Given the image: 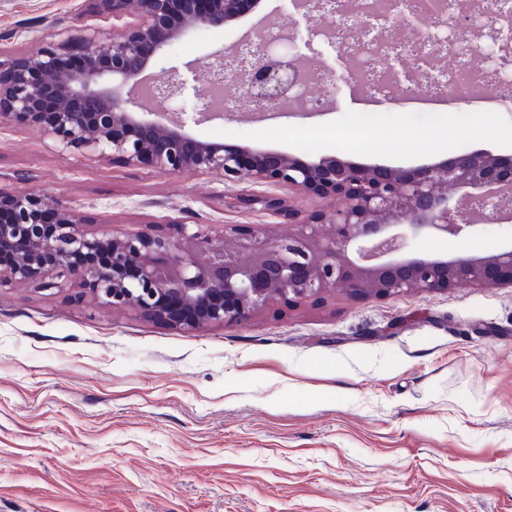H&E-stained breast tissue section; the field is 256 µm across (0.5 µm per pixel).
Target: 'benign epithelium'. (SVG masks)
Returning a JSON list of instances; mask_svg holds the SVG:
<instances>
[{
  "label": "benign epithelium",
  "mask_w": 512,
  "mask_h": 512,
  "mask_svg": "<svg viewBox=\"0 0 512 512\" xmlns=\"http://www.w3.org/2000/svg\"><path fill=\"white\" fill-rule=\"evenodd\" d=\"M94 13L120 19L131 0H91ZM260 0H137V19L118 37L87 26L77 36L51 35L34 50L0 62V130L27 127L58 148L85 158L110 157L169 175L216 173L231 183L273 184L339 208L305 219L279 197L265 208L297 226L271 239L253 226L234 229V247L216 249L200 224L135 233L88 231L70 210L33 190L0 187V284L62 290L72 284L112 310H133L165 325L198 330L242 325L277 301L298 303L341 286L353 299L445 291L460 283L512 288V248L485 255L424 254L408 241H457L478 230L459 218L456 190L512 183V157L488 151L416 168L361 165L334 156L302 162L278 152L202 141L180 122L150 120L142 76L161 51L191 29L218 30ZM249 68L248 91L260 112L283 110L294 65L270 59L254 42L220 50L206 62L208 86ZM155 97L180 98L175 67L151 75ZM197 112L211 120L229 112L204 91Z\"/></svg>",
  "instance_id": "benign-epithelium-1"
}]
</instances>
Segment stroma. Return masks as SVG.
I'll list each match as a JSON object with an SVG mask.
<instances>
[{
	"label": "stroma",
	"instance_id": "1",
	"mask_svg": "<svg viewBox=\"0 0 512 512\" xmlns=\"http://www.w3.org/2000/svg\"><path fill=\"white\" fill-rule=\"evenodd\" d=\"M274 12L291 51L313 63L330 100L259 122L245 101L201 121L204 65ZM316 9L263 0L221 30L200 29L161 52L185 83L173 104L194 137L306 161L415 167L477 149L512 156V98L443 129L406 107L411 139L351 128L369 102L346 56L316 33ZM119 34L89 0H0V60L85 26ZM490 124L498 138L484 137ZM0 186L33 189L87 229L136 232L233 224L272 238L290 224L254 195L301 215L325 200L287 188L178 176L60 151L39 132H0ZM0 512H512V288L462 286L354 301L268 306L244 325L194 331L77 300L70 291L0 286Z\"/></svg>",
	"mask_w": 512,
	"mask_h": 512
}]
</instances>
